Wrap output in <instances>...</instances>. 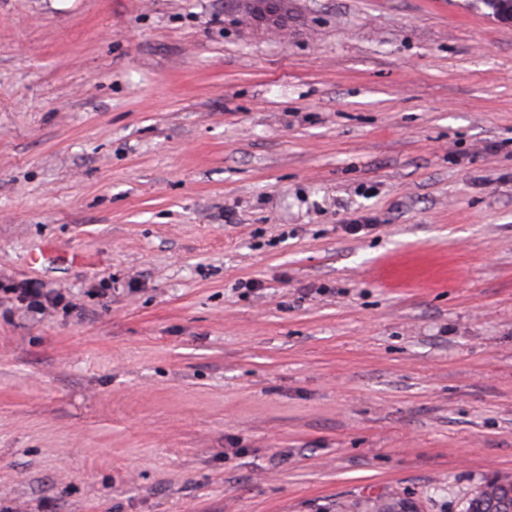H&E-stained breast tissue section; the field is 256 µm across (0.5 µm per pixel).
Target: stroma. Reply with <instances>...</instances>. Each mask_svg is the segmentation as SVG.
Masks as SVG:
<instances>
[{"instance_id": "obj_1", "label": "stroma", "mask_w": 512, "mask_h": 512, "mask_svg": "<svg viewBox=\"0 0 512 512\" xmlns=\"http://www.w3.org/2000/svg\"><path fill=\"white\" fill-rule=\"evenodd\" d=\"M494 476L512 20L0 0V510L464 512ZM9 291L17 294L16 300L26 303V308L33 312H38L51 307H62L64 312H71L77 308V304L73 303L65 294L56 293L51 295L44 293L39 288H31L26 284H22L20 288L10 289Z\"/></svg>"}]
</instances>
